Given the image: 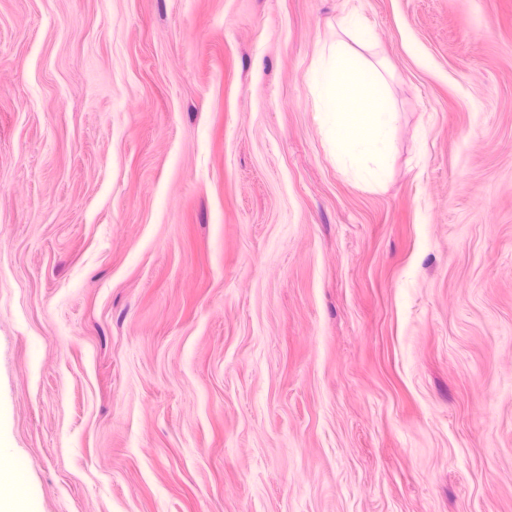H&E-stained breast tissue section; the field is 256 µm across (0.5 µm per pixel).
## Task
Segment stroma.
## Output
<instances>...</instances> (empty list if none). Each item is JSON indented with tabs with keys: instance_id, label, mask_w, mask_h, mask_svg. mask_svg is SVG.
Here are the masks:
<instances>
[{
	"instance_id": "1",
	"label": "stroma",
	"mask_w": 512,
	"mask_h": 512,
	"mask_svg": "<svg viewBox=\"0 0 512 512\" xmlns=\"http://www.w3.org/2000/svg\"><path fill=\"white\" fill-rule=\"evenodd\" d=\"M0 512H512V0H0ZM309 79L321 135L336 163L360 182L383 184L397 113L380 68L337 39L322 48Z\"/></svg>"
}]
</instances>
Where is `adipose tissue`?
I'll list each match as a JSON object with an SVG mask.
<instances>
[{"instance_id":"1","label":"adipose tissue","mask_w":512,"mask_h":512,"mask_svg":"<svg viewBox=\"0 0 512 512\" xmlns=\"http://www.w3.org/2000/svg\"><path fill=\"white\" fill-rule=\"evenodd\" d=\"M342 39L325 45L309 79L321 135L337 164L356 180L378 186L387 176L396 123L387 81L376 63L349 51L346 38L364 37L355 16L341 17Z\"/></svg>"}]
</instances>
